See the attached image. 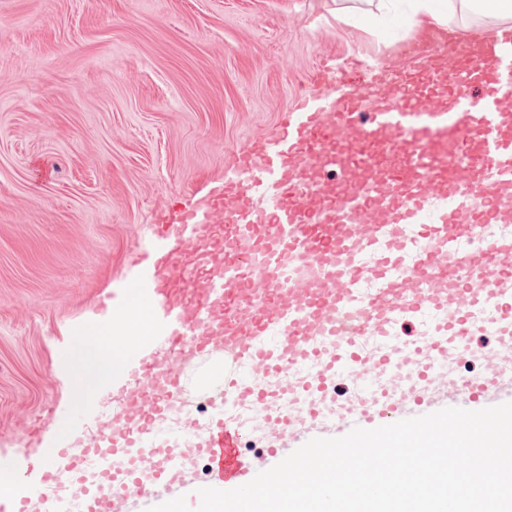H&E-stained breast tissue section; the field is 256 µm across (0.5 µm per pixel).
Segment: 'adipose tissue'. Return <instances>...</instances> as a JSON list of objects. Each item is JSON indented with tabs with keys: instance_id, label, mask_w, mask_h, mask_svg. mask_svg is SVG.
I'll list each match as a JSON object with an SVG mask.
<instances>
[{
	"instance_id": "ef3b65f1",
	"label": "adipose tissue",
	"mask_w": 512,
	"mask_h": 512,
	"mask_svg": "<svg viewBox=\"0 0 512 512\" xmlns=\"http://www.w3.org/2000/svg\"><path fill=\"white\" fill-rule=\"evenodd\" d=\"M406 20L414 25L442 23L449 10L480 13L503 23H512V0H406ZM149 326L138 309L131 308L112 318L107 333L80 330L69 342L65 357L77 368L70 393L76 402L94 403L99 386L111 382L121 371L123 351L135 345Z\"/></svg>"
}]
</instances>
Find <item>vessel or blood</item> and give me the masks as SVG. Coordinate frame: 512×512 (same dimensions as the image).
<instances>
[{
  "instance_id": "1",
  "label": "vessel or blood",
  "mask_w": 512,
  "mask_h": 512,
  "mask_svg": "<svg viewBox=\"0 0 512 512\" xmlns=\"http://www.w3.org/2000/svg\"><path fill=\"white\" fill-rule=\"evenodd\" d=\"M410 52L412 72L373 64L359 90L325 68L328 93L301 95L277 137L239 151L223 190L149 240V265L113 310L138 304L153 333L125 350L112 381L120 421L87 446L111 458V473L85 484L82 457L67 454L0 512H46L64 486L80 488L86 512H121L128 497L188 483L198 456L209 486L248 483L246 431L233 418L187 419L173 440L160 432L193 390L263 410L275 465L282 442L323 426L372 429L443 397L479 410L512 383L502 376L512 367V29L448 33ZM483 329L499 338L483 378L449 379L444 362L465 360ZM203 362L188 387L186 368ZM400 366L417 383L386 393V372ZM342 378L360 388L332 414ZM282 394L296 412H271Z\"/></svg>"
}]
</instances>
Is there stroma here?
Instances as JSON below:
<instances>
[{
  "instance_id": "1",
  "label": "stroma",
  "mask_w": 512,
  "mask_h": 512,
  "mask_svg": "<svg viewBox=\"0 0 512 512\" xmlns=\"http://www.w3.org/2000/svg\"><path fill=\"white\" fill-rule=\"evenodd\" d=\"M411 65L336 0H0V466L109 418L70 407L61 359L142 268L144 238L277 136L324 62Z\"/></svg>"
}]
</instances>
